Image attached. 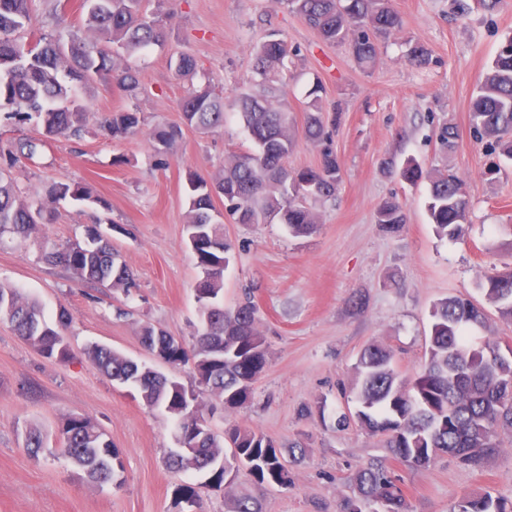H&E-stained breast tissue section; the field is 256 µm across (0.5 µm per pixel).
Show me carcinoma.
I'll list each match as a JSON object with an SVG mask.
<instances>
[{"label": "carcinoma", "instance_id": "carcinoma-1", "mask_svg": "<svg viewBox=\"0 0 512 512\" xmlns=\"http://www.w3.org/2000/svg\"><path fill=\"white\" fill-rule=\"evenodd\" d=\"M147 0H84L87 6L84 30L67 36L42 34L30 57L17 62L24 35L30 32L32 0H0V120L30 123L43 135L78 137L87 126L88 106L81 96L91 82L89 75L115 74L120 90L134 97L140 90L139 71L129 58L143 54L164 41L169 14L148 11ZM289 10L315 29L330 44H347L363 68L375 64L379 40L401 27L389 0H282ZM295 52L288 42L272 34L254 50L253 87L226 104L206 84L181 102L184 125L202 133L218 129L228 114L237 116L248 132L253 149L233 153L224 169L205 177L190 171L186 177V243L197 259L200 275L196 290L209 296L199 303L201 326L192 339L193 354L185 346L175 350V366L193 361L192 382L185 386L145 362H136L110 347L91 344L86 356L112 381L129 385L147 409L160 411L176 422V431L189 435L200 411L190 414L184 393L207 392L228 410L249 403L253 383L268 363L265 337L255 324L256 305L251 294L233 309L224 308V270L230 262L231 245L224 235V221L214 217L213 198L224 197L225 212L238 224H261L274 219L297 235L310 233L319 214L308 202L335 198L341 182V167L326 147L315 168L287 171V160L295 145V132L288 106L281 99L288 65ZM409 60L418 67L430 64V51L411 45ZM470 122L474 138L486 142L495 160L484 176L494 180L500 161H512V37L500 45L490 70L472 101ZM108 131L114 140L142 132L140 113L134 109L112 113ZM304 136L325 144L330 130L318 100L308 105ZM182 136L179 125H158L151 139L158 154L173 152ZM444 149L457 148L458 133L452 124L440 127ZM43 145L41 140L17 138L0 145V236L9 233L21 240L36 236L52 220L53 208L20 196L10 169L22 159H31ZM401 180H429L427 211L440 237L459 238L469 214V203L459 177L451 170L423 175L409 160L397 169ZM51 201L108 207L92 188L65 179L53 182L47 191ZM398 201L387 200L377 209L376 221L393 228L406 223ZM45 261L70 271L82 282L109 287L130 296L137 288L133 272L118 261L108 238L95 227L82 239L44 254ZM485 304L499 319L512 322V280L499 274L482 284ZM0 321L47 358L70 359L65 331L71 323L62 308L56 319L45 316L41 304L22 289L0 281ZM488 317L479 314L470 300L449 296L435 302L424 364L412 376L402 378L393 368L392 351L370 344L355 366L356 379L350 390L354 410L340 423L354 421L361 429L379 436L393 458L413 468H426L440 454H448L465 465L481 466L504 448L499 430L512 433V363L496 365L486 358L492 340L482 347L469 345L464 333L472 326L485 327ZM140 339L148 350L158 343L177 339L147 323ZM60 435L63 450L78 466L85 480L96 485L107 481L109 472L123 469L119 450L92 419L80 414L66 416ZM193 450L169 449L167 462L175 474L205 475L206 486L218 490L224 470L215 466L224 450L250 459L249 475L257 484L286 487L291 484L283 463L282 447L250 427L232 425L224 436L210 434L192 439ZM26 450L38 456L44 449L42 433L31 428ZM350 493L342 495L341 512H409L401 480L386 461H375L358 469L348 482ZM470 512H512V502L488 491L468 494ZM191 501L201 509L198 487L185 483L175 492L174 506ZM228 512H263L262 504L247 494L227 498Z\"/></svg>", "mask_w": 512, "mask_h": 512}]
</instances>
